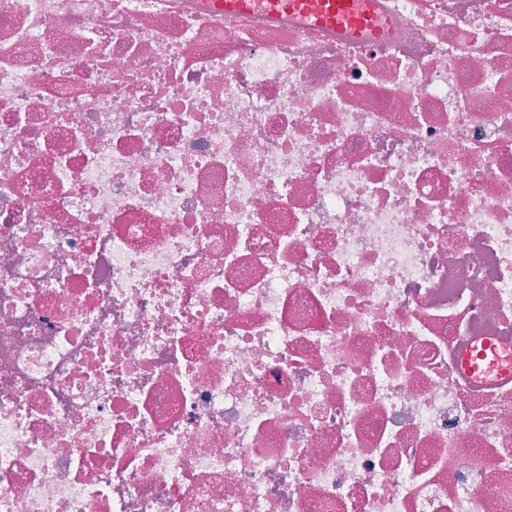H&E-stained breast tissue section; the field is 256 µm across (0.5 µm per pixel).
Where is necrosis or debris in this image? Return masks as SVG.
<instances>
[{
	"label": "necrosis or debris",
	"mask_w": 512,
	"mask_h": 512,
	"mask_svg": "<svg viewBox=\"0 0 512 512\" xmlns=\"http://www.w3.org/2000/svg\"><path fill=\"white\" fill-rule=\"evenodd\" d=\"M0 0V512H512V0ZM297 3H304L300 5L301 9L315 10L320 21L326 25L334 26L341 17L348 16L356 33H380V28L374 24L370 12L355 11L348 0H303Z\"/></svg>",
	"instance_id": "4bbe7bcc"
}]
</instances>
